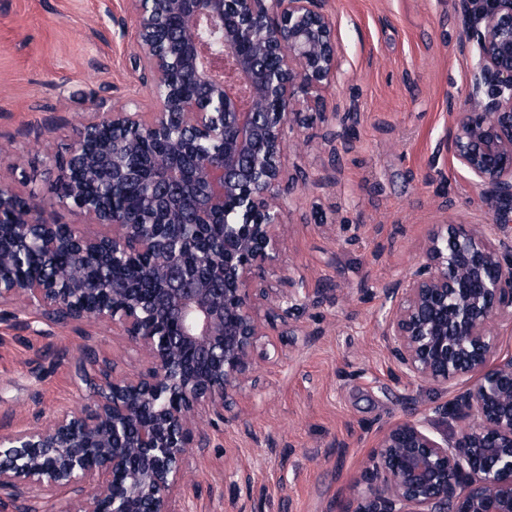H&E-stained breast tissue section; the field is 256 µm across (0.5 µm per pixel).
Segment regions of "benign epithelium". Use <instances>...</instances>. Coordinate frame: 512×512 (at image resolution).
<instances>
[{"label":"benign epithelium","mask_w":512,"mask_h":512,"mask_svg":"<svg viewBox=\"0 0 512 512\" xmlns=\"http://www.w3.org/2000/svg\"><path fill=\"white\" fill-rule=\"evenodd\" d=\"M459 4L457 43L475 64L463 105L448 101L449 150L492 224L429 239L416 271L383 289V336L404 377L465 385L430 416L380 428L364 490L342 512H512V358L495 359L498 325L512 322V241L498 235L512 222V0ZM128 9L133 64L156 110L114 105L52 160L63 204L103 231L62 232L36 196L0 177V303L23 300L57 323L109 320L144 360L137 374L116 376L89 348L75 375L94 384L92 406L0 430V500L63 490L61 512H169L191 449L206 442L201 419L224 417L252 381L265 322L297 332L303 280L274 288L265 277L279 258L283 133L324 111L321 91L340 65L324 0H128ZM203 22L225 48L230 81L202 68ZM175 71L203 102L171 84ZM102 125L112 128L104 145ZM141 138L169 150L144 164L134 151ZM91 178L142 185L162 223L142 224L87 192ZM231 210L237 223L186 262ZM30 250H75L91 263L32 281L17 274ZM137 254L156 258L144 272L150 287L108 277L117 257Z\"/></svg>","instance_id":"1"}]
</instances>
